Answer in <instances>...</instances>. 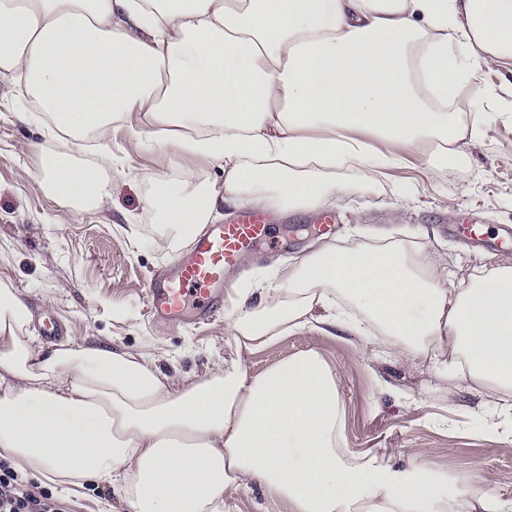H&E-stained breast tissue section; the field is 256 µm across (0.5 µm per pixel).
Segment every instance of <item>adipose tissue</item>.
<instances>
[{
	"label": "adipose tissue",
	"instance_id": "obj_1",
	"mask_svg": "<svg viewBox=\"0 0 512 512\" xmlns=\"http://www.w3.org/2000/svg\"><path fill=\"white\" fill-rule=\"evenodd\" d=\"M512 0H0V79L35 105L45 137L91 143V159L41 150L40 178L74 211L111 201L112 128L145 125V149L221 167L223 185L181 167L145 206L172 241L221 208L315 209L340 169L376 188L420 152L462 154L512 80ZM389 143L381 152L371 139ZM443 258L406 237L325 246L288 275L238 289L227 331L246 350L306 327L390 341L449 374L512 391V264L441 287ZM29 313L0 289V458L53 484L121 492L130 512H224L243 478L291 512H512L487 483L437 491L426 464H359L340 446L336 376L316 353L259 375L215 365L193 381L146 353L81 345L43 354Z\"/></svg>",
	"mask_w": 512,
	"mask_h": 512
}]
</instances>
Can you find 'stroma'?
Instances as JSON below:
<instances>
[{
  "label": "stroma",
  "instance_id": "obj_1",
  "mask_svg": "<svg viewBox=\"0 0 512 512\" xmlns=\"http://www.w3.org/2000/svg\"><path fill=\"white\" fill-rule=\"evenodd\" d=\"M17 89L0 81V283L31 312L55 315L67 328V345L106 344L153 354L170 375L193 379L215 364L240 361L258 375L285 359L317 352L335 372L344 411L341 446L358 463L389 460L399 468L410 458L436 473L438 490L455 496L457 480H489L496 497L512 501V412L507 399L448 379L430 358L404 361L385 351L362 355L349 333L328 336L305 328L291 331L254 352L237 346L223 318L196 328L151 323L145 289L154 274L180 254L162 248V232L143 207L152 177L169 172L172 156L145 150L126 128L112 134L120 170L112 174V199L102 210L70 211L40 184V159L27 148L41 141L37 126L23 122ZM327 205L336 216L332 236L320 235L306 215L293 212L275 225L273 238L233 274L245 286L268 270H287L326 242L347 239L365 224L410 235L425 251L445 256L444 288L460 290L476 269L512 262V249L488 245L473 253L452 228L463 216L497 230L512 227V112L480 119L478 135L463 156L431 170L418 156L389 169L375 190L360 188L353 173ZM224 512H289L283 500L267 497L257 481L244 478L228 495Z\"/></svg>",
  "mask_w": 512,
  "mask_h": 512
}]
</instances>
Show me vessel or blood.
<instances>
[{
    "mask_svg": "<svg viewBox=\"0 0 512 512\" xmlns=\"http://www.w3.org/2000/svg\"><path fill=\"white\" fill-rule=\"evenodd\" d=\"M278 215L270 210L242 211L225 223L210 225L172 266L149 282L147 300L156 323L171 325L214 319L224 311L228 274L261 242L270 240ZM33 323L48 343L65 334L51 315L38 314Z\"/></svg>",
    "mask_w": 512,
    "mask_h": 512,
    "instance_id": "obj_1",
    "label": "vessel or blood"
}]
</instances>
